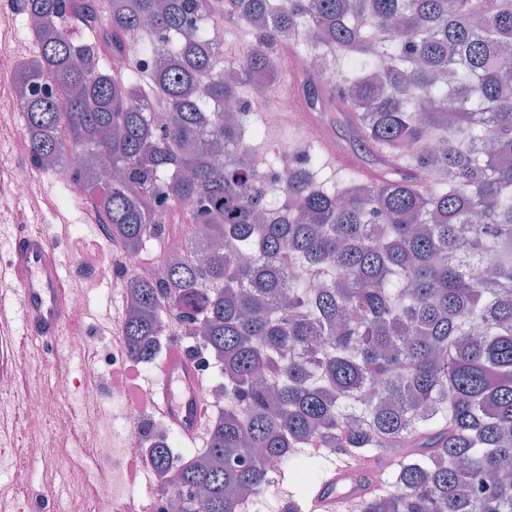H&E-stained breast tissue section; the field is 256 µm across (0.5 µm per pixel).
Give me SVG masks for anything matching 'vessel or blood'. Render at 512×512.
I'll use <instances>...</instances> for the list:
<instances>
[{"mask_svg":"<svg viewBox=\"0 0 512 512\" xmlns=\"http://www.w3.org/2000/svg\"><path fill=\"white\" fill-rule=\"evenodd\" d=\"M281 109H298L305 103L303 91L293 82L275 90ZM305 135L320 143L336 163L350 165L354 159L339 154L335 142L312 117L303 121ZM39 208L15 224L6 238V258L0 261V374L17 372L15 347L19 337L32 346L51 348L71 324L68 310L72 278L64 253L50 234L34 219ZM206 383L180 344H172L149 389L152 410L193 442L207 420V406L201 397ZM375 458L344 451L336 454L331 469L311 494L308 512H362L367 497L383 491Z\"/></svg>","mask_w":512,"mask_h":512,"instance_id":"vessel-or-blood-1","label":"vessel or blood"}]
</instances>
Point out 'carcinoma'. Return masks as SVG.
Returning <instances> with one entry per match:
<instances>
[{
  "mask_svg": "<svg viewBox=\"0 0 512 512\" xmlns=\"http://www.w3.org/2000/svg\"><path fill=\"white\" fill-rule=\"evenodd\" d=\"M18 4L48 22L20 77L33 164L78 179L108 160L121 177L99 220L126 246L197 222L223 246L189 243L161 281L130 285L131 356L153 365L165 315L186 319L224 390L206 448L151 446L156 473L190 490L181 512H265L268 455L284 460V512H302L326 466L315 443L404 448L397 491L363 512H512V0H227L221 20L252 35L229 78L211 0L105 18L97 0ZM73 20L105 35L81 41ZM297 34L348 69L337 100L306 92L367 149L362 170L326 176L310 150L284 183L259 174L278 170L266 148L230 152L249 112L226 124L219 106L274 75ZM184 198L195 212L174 211Z\"/></svg>",
  "mask_w": 512,
  "mask_h": 512,
  "instance_id": "1",
  "label": "carcinoma"
}]
</instances>
